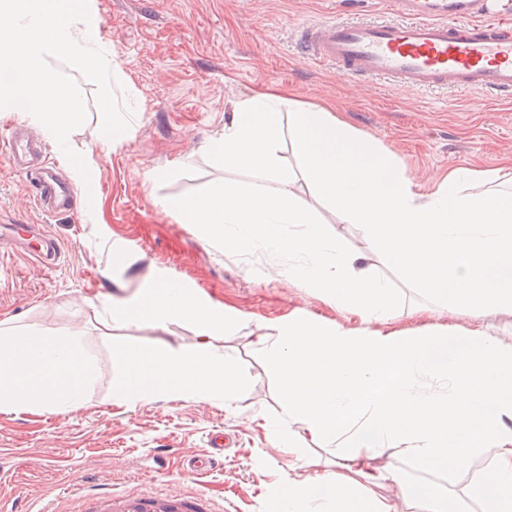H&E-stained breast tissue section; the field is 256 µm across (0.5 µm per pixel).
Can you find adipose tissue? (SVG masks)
Instances as JSON below:
<instances>
[{"instance_id": "1", "label": "adipose tissue", "mask_w": 512, "mask_h": 512, "mask_svg": "<svg viewBox=\"0 0 512 512\" xmlns=\"http://www.w3.org/2000/svg\"><path fill=\"white\" fill-rule=\"evenodd\" d=\"M289 136L299 165L277 155ZM212 148L228 170L261 181L175 200L185 223L228 253L285 255L282 273L357 324L289 315L256 344L279 380V420L264 421L291 459L275 512H512V347L461 325L392 329L395 301L367 258L331 242L313 207L360 225L386 264L453 317L512 312V161L453 168L421 191L370 135L328 108L273 90L240 101ZM95 368L76 338L0 328V409L56 414L83 406ZM332 446L343 472L314 469L299 443ZM390 448L445 476L472 456L489 465L448 495L406 482L374 459ZM387 486L392 495L378 497Z\"/></svg>"}]
</instances>
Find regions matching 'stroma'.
<instances>
[{
	"instance_id": "1",
	"label": "stroma",
	"mask_w": 512,
	"mask_h": 512,
	"mask_svg": "<svg viewBox=\"0 0 512 512\" xmlns=\"http://www.w3.org/2000/svg\"><path fill=\"white\" fill-rule=\"evenodd\" d=\"M384 0H92L99 39L121 61L118 100L137 97L131 131L102 150L95 87L81 81L86 122L69 144L90 171L82 178L54 142L46 153L74 191V207L52 213L0 153V225L40 224L58 238L61 262L0 255V319L79 337L96 367L86 401L68 414L0 411V501L24 500L30 512L53 503L71 512L72 487L209 493L216 512H274L288 451L274 447L260 418L279 412L277 379L253 344L255 336L295 310L333 321L337 313L311 289L277 275L261 253L228 254L221 241L182 223L167 201L202 195L226 182L255 183L252 171H228L204 149L220 135L234 106L267 87L297 98L319 97L338 118L396 154L421 189L453 167L493 169L512 157V101L481 92H425L369 80L343 79L299 53L297 30L330 17L382 13ZM99 208L89 214L87 202ZM167 274L216 309L243 315L218 347L239 360L249 389L225 408L167 395L127 409L114 400L112 342L176 348L194 339L180 320L160 330L147 323L105 329L112 299L136 291L152 272ZM397 304L395 329L452 325L400 271L376 264ZM231 444L210 473L184 469L209 449L216 433Z\"/></svg>"
}]
</instances>
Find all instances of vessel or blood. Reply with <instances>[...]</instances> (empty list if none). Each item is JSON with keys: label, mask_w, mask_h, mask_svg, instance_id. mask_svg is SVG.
I'll list each match as a JSON object with an SVG mask.
<instances>
[{"label": "vessel or blood", "mask_w": 512, "mask_h": 512, "mask_svg": "<svg viewBox=\"0 0 512 512\" xmlns=\"http://www.w3.org/2000/svg\"><path fill=\"white\" fill-rule=\"evenodd\" d=\"M388 17L303 28L298 46L316 65L350 78H382L422 89L512 96V10L486 0H388ZM9 163L46 210L68 207L69 185L42 162L41 140L20 126L0 130ZM74 512H212L203 491H95L72 494Z\"/></svg>", "instance_id": "vessel-or-blood-1"}]
</instances>
